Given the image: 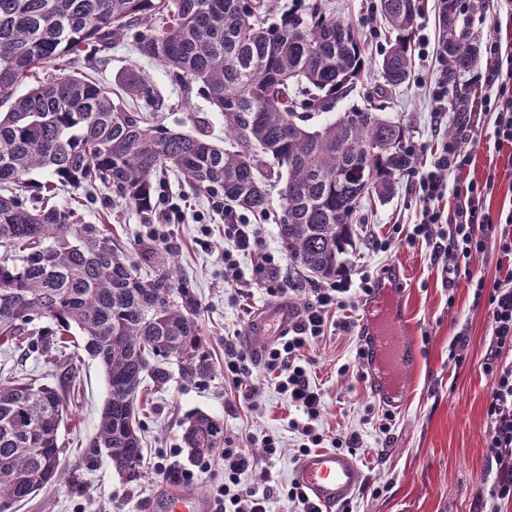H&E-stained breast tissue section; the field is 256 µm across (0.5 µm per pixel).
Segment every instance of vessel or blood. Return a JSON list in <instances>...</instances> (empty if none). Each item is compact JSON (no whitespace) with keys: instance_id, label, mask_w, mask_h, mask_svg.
I'll return each mask as SVG.
<instances>
[{"instance_id":"obj_1","label":"vessel or blood","mask_w":512,"mask_h":512,"mask_svg":"<svg viewBox=\"0 0 512 512\" xmlns=\"http://www.w3.org/2000/svg\"><path fill=\"white\" fill-rule=\"evenodd\" d=\"M293 317V311L285 306L261 313L250 326L248 338L255 342L276 338L287 329ZM365 326L372 336L369 347L372 392L383 405L389 407L394 405L397 397L392 384L402 379L407 370L404 360L409 329L407 313L401 306L382 307L375 299L366 311ZM293 476L322 512H335L336 507L349 499L364 480L355 460L333 449L315 450L303 456ZM164 508L166 512H210L207 500L188 488L167 494Z\"/></svg>"}]
</instances>
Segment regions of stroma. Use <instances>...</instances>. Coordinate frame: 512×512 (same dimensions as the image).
I'll list each match as a JSON object with an SVG mask.
<instances>
[{
  "mask_svg": "<svg viewBox=\"0 0 512 512\" xmlns=\"http://www.w3.org/2000/svg\"><path fill=\"white\" fill-rule=\"evenodd\" d=\"M338 17L359 27L372 58L353 92L336 100L329 113H309L305 124L315 128L327 115H340L365 98L380 84L377 62L387 46V31L375 10L377 0H331ZM438 0H426L424 12L412 40L411 68L406 82L385 102L388 116L406 124L416 146L418 162L429 165L437 158L449 131L458 130L459 115L448 109V86L443 66L437 57ZM471 12L482 19L473 23L477 44L494 37L503 52L512 53V0H473ZM136 31H129L123 44L112 49L104 64L80 72L91 73L106 86L116 87L119 76L130 66L146 74L148 85L162 104L163 126L186 134H196L197 121L207 118V130L214 141L224 139V119L216 112L201 88H193L187 103H180L179 86L162 67L139 59L133 49ZM495 113L482 117L473 132L472 161L462 171L447 176L448 195L442 200L452 210V188L457 183L485 181L494 176L495 186L484 200L491 215L512 207V146L496 147ZM184 217L167 225V239L157 244L147 232L156 215L122 204L112 192L103 190L74 205L71 191L56 198L58 205L76 206L78 219L109 229L125 249L139 272H148L145 250L156 257L175 254L179 265L175 280L186 288L199 307L198 323L203 351L210 365L207 375L190 377L175 363L169 364L168 382L148 386L138 403V418L144 437L141 474L128 478L116 473L105 455H94L90 441L94 436L100 407L106 396L103 370L97 360L83 356L76 377H69L63 361L54 357V326L48 322L30 325L23 346L0 351V368L14 370L18 376L65 391L70 418L59 431L63 448L65 481L38 491L23 503L18 512H163L162 494L169 480L151 468L156 451L175 448L181 466L196 462L182 445V433L190 416L205 413L224 422V442L247 454H262L261 439L274 434L282 441V453L271 467L272 484H288L297 463L296 434L291 421L303 415L289 407L275 389L272 376L256 369L259 396L256 405L239 399L224 382V339L237 335L246 343L247 323L242 312L277 306L258 283L254 256L241 257L240 266L257 286L246 306H239L224 291V213L214 207L211 197L198 196L178 178L161 184ZM420 202L409 177H402L394 197L373 209H362L355 220V246L348 254L350 266L380 274L382 268L401 270L399 288L410 311V339L413 343V368L401 389V404L393 410L388 433H381L378 420L384 405L367 382L340 374L341 365L353 362L356 347L349 335L329 329L323 341L315 344L312 377L324 393L321 426L327 435L357 433L364 455L357 463L366 482L379 486L380 496L359 491L351 498L352 512H480L479 492L486 476L490 455L486 406L490 382L483 371L484 357L491 336V317L487 304H474L473 291L465 281L449 284L440 265L434 262L426 245L398 246L373 254L364 240L368 235L386 238L395 229L410 232L419 220ZM210 235H203L202 225ZM462 343L464 362L454 366L448 354L455 343Z\"/></svg>",
  "mask_w": 512,
  "mask_h": 512,
  "instance_id": "1",
  "label": "stroma"
}]
</instances>
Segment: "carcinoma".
<instances>
[{
	"instance_id": "carcinoma-1",
	"label": "carcinoma",
	"mask_w": 512,
	"mask_h": 512,
	"mask_svg": "<svg viewBox=\"0 0 512 512\" xmlns=\"http://www.w3.org/2000/svg\"><path fill=\"white\" fill-rule=\"evenodd\" d=\"M276 0H0V344H21L26 326H56L55 351L70 378L82 350L98 360L107 397L90 447L112 468L138 476V401L146 381L165 383L175 361L204 376L197 307L175 286L176 260L142 276L98 224H81L54 199L105 188L148 212L154 178L173 173L196 192L224 196L231 215H261L277 190V236L319 283L336 279L352 246L356 213L390 199L416 165L402 123L366 105L317 128L297 110L320 111L353 91L367 63L359 30L336 18L328 0L274 20ZM390 40L379 61L378 97L409 75L421 0H378ZM439 55L458 111L461 80L478 62L463 0H439ZM143 28L134 50L172 73L188 100L204 88L224 116V146L157 122L159 105L136 68L118 90L74 70ZM28 84L26 91L19 88ZM277 168L276 180L260 172ZM42 174L40 182L32 175ZM39 192L28 205L20 191ZM65 398L57 389L0 380V512L63 481L58 444ZM224 440L223 420L197 414L183 442L198 457Z\"/></svg>"
}]
</instances>
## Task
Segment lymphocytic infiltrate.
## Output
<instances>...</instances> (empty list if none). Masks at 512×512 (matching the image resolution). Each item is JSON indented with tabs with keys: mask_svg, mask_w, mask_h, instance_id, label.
Here are the masks:
<instances>
[{
	"mask_svg": "<svg viewBox=\"0 0 512 512\" xmlns=\"http://www.w3.org/2000/svg\"><path fill=\"white\" fill-rule=\"evenodd\" d=\"M495 64L481 74L480 82L496 88L495 97H483L479 111L470 112L467 129H474L485 112H496L495 129L498 145L512 144V55H503L497 39H490L485 47ZM471 151L462 138L449 140L443 145L433 165L415 174L421 210L418 224L406 235L407 245L420 242L431 244L435 262L441 263L449 283L465 279L474 290L475 299H487L491 312V338L486 351L483 370L490 381V395L486 415L489 429L491 455L488 473L491 481L486 488V498L491 503L490 512H505L512 507V212L505 219L493 218L483 208L493 178L484 182L460 184L453 189L455 205L452 217H445L439 201L448 189L444 173L458 171L468 166ZM450 220L449 232L436 233L435 228L443 220ZM496 250L505 260L506 275L493 284L475 277L471 270L473 256L488 250ZM249 253L257 256L258 269L263 275V288L268 296L284 297L283 283L288 269L273 251L265 246L259 225L246 217H238L224 226V269L228 274L227 290L231 296L247 293L250 283L241 277L237 256ZM360 283L364 295H372L381 286L366 272L346 271L326 287L315 288L303 307L296 313L288 331L280 334L264 348L261 355H254L238 345L236 338L224 340V378L244 399H254L259 394L252 381L256 366L276 372V388L282 397L304 415L303 421L293 423L298 435L297 456H304L313 449L331 443L335 449H347L357 453V434L327 439L318 427L323 410V392L312 383L310 367L313 359L308 354L312 344L321 341L329 327V314L353 308L355 296L353 283ZM263 457L254 459L237 448L225 449L220 459L200 458L195 468H178L169 461L167 451H158L156 470L165 477L186 483L192 482L197 472L210 470L214 462L224 464V480L211 490L215 512H271L274 499L282 498L292 504L294 512H318L306 492L298 483L281 488L270 486L256 488L245 479L247 473L256 471L260 460H273L281 454L278 437L267 434L262 438Z\"/></svg>",
	"mask_w": 512,
	"mask_h": 512,
	"instance_id": "obj_1",
	"label": "lymphocytic infiltrate"
}]
</instances>
